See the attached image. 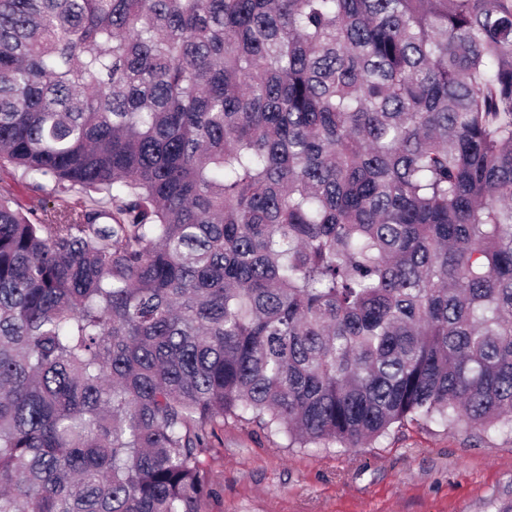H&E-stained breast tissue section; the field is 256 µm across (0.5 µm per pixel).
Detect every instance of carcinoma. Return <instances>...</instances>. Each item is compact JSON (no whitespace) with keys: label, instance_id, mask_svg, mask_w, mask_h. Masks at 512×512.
I'll return each mask as SVG.
<instances>
[{"label":"carcinoma","instance_id":"carcinoma-1","mask_svg":"<svg viewBox=\"0 0 512 512\" xmlns=\"http://www.w3.org/2000/svg\"><path fill=\"white\" fill-rule=\"evenodd\" d=\"M2 172L0 512L512 424V0H0Z\"/></svg>","mask_w":512,"mask_h":512}]
</instances>
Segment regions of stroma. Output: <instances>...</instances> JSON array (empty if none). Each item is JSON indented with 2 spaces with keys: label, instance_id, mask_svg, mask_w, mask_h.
<instances>
[{
  "label": "stroma",
  "instance_id": "35a3bbf8",
  "mask_svg": "<svg viewBox=\"0 0 512 512\" xmlns=\"http://www.w3.org/2000/svg\"><path fill=\"white\" fill-rule=\"evenodd\" d=\"M207 457L205 512H495L512 501V429L407 421L374 441L290 448L228 417Z\"/></svg>",
  "mask_w": 512,
  "mask_h": 512
}]
</instances>
